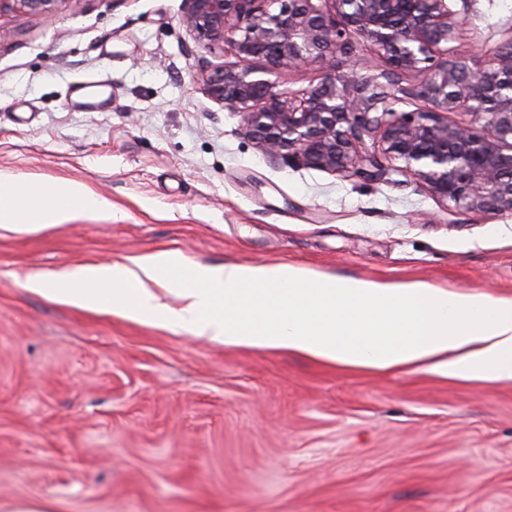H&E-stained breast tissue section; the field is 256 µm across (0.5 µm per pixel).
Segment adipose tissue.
<instances>
[{
    "label": "adipose tissue",
    "instance_id": "adipose-tissue-1",
    "mask_svg": "<svg viewBox=\"0 0 512 512\" xmlns=\"http://www.w3.org/2000/svg\"><path fill=\"white\" fill-rule=\"evenodd\" d=\"M81 215L109 221L123 213L80 183L0 175L1 233L41 232ZM25 287L230 348L344 368L512 380V297L422 281L318 278L289 264H190L166 250L33 275Z\"/></svg>",
    "mask_w": 512,
    "mask_h": 512
}]
</instances>
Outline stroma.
Returning a JSON list of instances; mask_svg holds the SVG:
<instances>
[{
	"mask_svg": "<svg viewBox=\"0 0 512 512\" xmlns=\"http://www.w3.org/2000/svg\"><path fill=\"white\" fill-rule=\"evenodd\" d=\"M453 7L459 55L512 36V0ZM185 8L0 18V172L78 182L125 213L0 236V512H512L511 380L224 348L26 289L167 249L512 296V212L270 162L206 96L200 71L236 57L196 41Z\"/></svg>",
	"mask_w": 512,
	"mask_h": 512,
	"instance_id": "1",
	"label": "stroma"
}]
</instances>
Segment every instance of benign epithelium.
<instances>
[{"label": "benign epithelium", "mask_w": 512, "mask_h": 512, "mask_svg": "<svg viewBox=\"0 0 512 512\" xmlns=\"http://www.w3.org/2000/svg\"><path fill=\"white\" fill-rule=\"evenodd\" d=\"M80 0H0V17H51ZM182 23L212 53L238 62L202 74L206 95L241 117L271 159L381 181L399 174L443 205L512 211V37L480 63L448 58L462 20L452 0H186ZM369 43L388 67L361 74L338 54ZM303 66L325 73L301 94L276 77ZM411 75L416 83L402 85ZM423 99L425 110L389 101ZM462 110L468 124L448 122Z\"/></svg>", "instance_id": "7a95c632"}]
</instances>
